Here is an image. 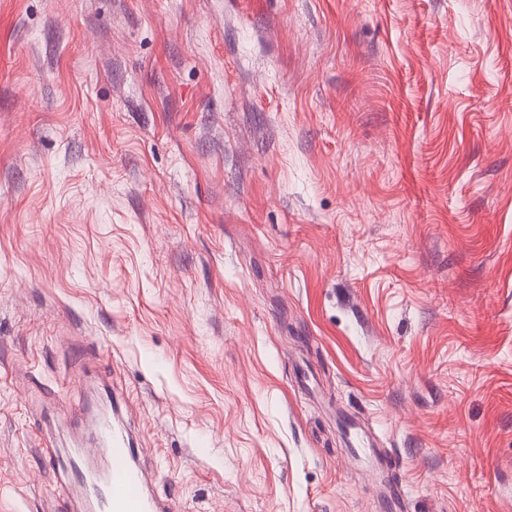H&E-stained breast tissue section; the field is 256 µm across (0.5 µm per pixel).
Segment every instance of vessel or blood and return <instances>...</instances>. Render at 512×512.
<instances>
[{"label": "vessel or blood", "instance_id": "b4317fda", "mask_svg": "<svg viewBox=\"0 0 512 512\" xmlns=\"http://www.w3.org/2000/svg\"><path fill=\"white\" fill-rule=\"evenodd\" d=\"M139 457L130 431L113 413L99 415L91 447L64 459L47 454L65 483L82 491L81 498L68 500L69 512H172L170 503L149 490Z\"/></svg>", "mask_w": 512, "mask_h": 512}]
</instances>
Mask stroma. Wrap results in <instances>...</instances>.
I'll list each match as a JSON object with an SVG mask.
<instances>
[{
	"instance_id": "stroma-1",
	"label": "stroma",
	"mask_w": 512,
	"mask_h": 512,
	"mask_svg": "<svg viewBox=\"0 0 512 512\" xmlns=\"http://www.w3.org/2000/svg\"><path fill=\"white\" fill-rule=\"evenodd\" d=\"M110 386L175 512H512V0H0V512Z\"/></svg>"
}]
</instances>
